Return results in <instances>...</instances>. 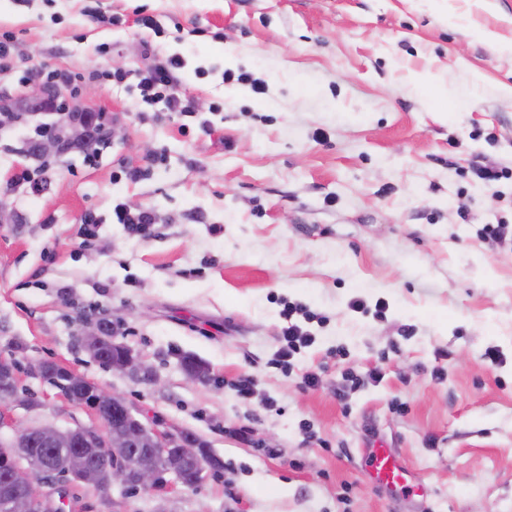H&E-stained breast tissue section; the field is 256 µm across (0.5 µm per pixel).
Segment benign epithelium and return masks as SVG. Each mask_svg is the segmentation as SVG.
Here are the masks:
<instances>
[{
	"mask_svg": "<svg viewBox=\"0 0 512 512\" xmlns=\"http://www.w3.org/2000/svg\"><path fill=\"white\" fill-rule=\"evenodd\" d=\"M80 134L79 124L64 125L57 135L40 144L41 151L57 144V136L73 139ZM104 324L98 322L93 330L82 337V343L92 354L103 340ZM110 368L131 376L149 375L144 365L126 350L112 360ZM19 362L12 356L0 355V494L8 512H74L67 486L87 485L98 494L103 504H108L111 491L119 486L127 491L135 486L136 492L151 497H164L171 489L191 488L182 471L186 464L201 461V440L186 431L159 430L145 423L122 397L109 393L92 383L84 395L73 397L74 382L83 376L72 369L60 367L51 386L66 401L87 409L94 423L73 429H59L49 425H26L9 414V406L18 401ZM76 436L74 447L120 448L112 455V463L105 467L89 465L78 475L59 481L51 471H32L28 468L26 447L37 440L52 444L61 434Z\"/></svg>",
	"mask_w": 512,
	"mask_h": 512,
	"instance_id": "benign-epithelium-1",
	"label": "benign epithelium"
}]
</instances>
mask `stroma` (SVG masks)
I'll use <instances>...</instances> for the list:
<instances>
[{"label": "stroma", "mask_w": 512, "mask_h": 512, "mask_svg": "<svg viewBox=\"0 0 512 512\" xmlns=\"http://www.w3.org/2000/svg\"><path fill=\"white\" fill-rule=\"evenodd\" d=\"M4 31L0 94L17 118L0 128V354L38 403L12 416L91 422L25 369L51 361L223 463L162 501L117 489L109 508L70 488L85 512H512V250L477 236L512 222V54L498 49L512 0H0ZM174 55L191 113L136 88V71ZM51 68L81 77L61 99L116 129L94 162L78 142L32 153L59 116L20 78ZM105 70L128 78L96 80ZM479 165L507 175L485 184ZM39 166L38 190L13 182ZM119 204L152 208L154 236H130ZM286 300L319 319L284 369ZM102 318L149 379L82 347ZM376 442L417 493L376 486Z\"/></svg>", "instance_id": "1"}]
</instances>
